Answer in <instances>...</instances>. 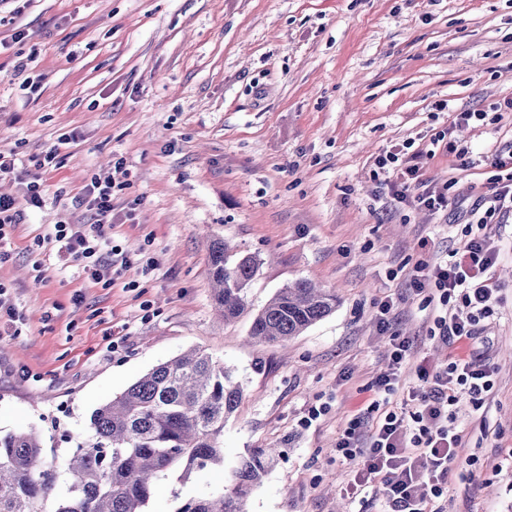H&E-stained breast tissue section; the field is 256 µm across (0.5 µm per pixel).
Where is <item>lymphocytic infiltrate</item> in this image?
<instances>
[{
  "label": "lymphocytic infiltrate",
  "instance_id": "f902f5d3",
  "mask_svg": "<svg viewBox=\"0 0 512 512\" xmlns=\"http://www.w3.org/2000/svg\"><path fill=\"white\" fill-rule=\"evenodd\" d=\"M492 165L499 174L492 180L490 193L474 207L476 230L465 252L450 262L419 264L412 276L414 290L429 289L438 293L443 304H457V312L436 322L438 336L446 342L471 340L479 321L492 314L490 303L497 284L491 270L498 254L486 228L512 213V171H507L501 157L493 159ZM403 177L394 196L433 213L447 210L451 201L448 185L424 179L416 164L408 166ZM115 186L113 177L92 175L82 203L92 212L93 222L58 224L51 234L59 256L80 266L88 283L104 288L114 286L115 267L129 262L112 234ZM415 373L420 386L410 396V410L381 411L379 396L395 390L393 375L384 374L375 383L377 398L370 405L381 413L376 425L365 427L363 417H355L336 441L338 455L355 467L352 496L367 493L372 483L381 482L390 512H433L436 500L447 490L448 472L462 446V430L452 411L454 388L467 387L477 396L493 386L489 371L463 355L436 371L417 363Z\"/></svg>",
  "mask_w": 512,
  "mask_h": 512
}]
</instances>
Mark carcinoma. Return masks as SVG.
Segmentation results:
<instances>
[{
    "instance_id": "1",
    "label": "carcinoma",
    "mask_w": 512,
    "mask_h": 512,
    "mask_svg": "<svg viewBox=\"0 0 512 512\" xmlns=\"http://www.w3.org/2000/svg\"><path fill=\"white\" fill-rule=\"evenodd\" d=\"M229 247L210 243L215 309L231 321L246 307V290L260 262L244 256L229 263ZM336 309V294L309 280L281 289L254 316L250 336L286 342ZM244 395L232 372L213 355L190 350L140 377L95 411L93 442L67 451L65 489L44 456L41 436L0 434V512H149L154 483L181 484L222 470V482L178 501L173 512H247V500L273 459V448H251L231 466L224 462V422Z\"/></svg>"
}]
</instances>
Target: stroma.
Returning <instances> with one entry per match:
<instances>
[{
    "instance_id": "35a3bbf8",
    "label": "stroma",
    "mask_w": 512,
    "mask_h": 512,
    "mask_svg": "<svg viewBox=\"0 0 512 512\" xmlns=\"http://www.w3.org/2000/svg\"><path fill=\"white\" fill-rule=\"evenodd\" d=\"M17 31L0 53V151L24 169L55 147L63 163L39 208L26 180L0 181L21 213L0 243L11 254L0 280L26 318L18 336L0 318V431L36 430L47 457L62 458L90 439L98 407L200 348L244 388L224 425L226 461L276 449L249 512H383L382 497L350 500L336 440L381 374H397V407L419 385L417 361L458 353L430 335L445 306L409 280L420 262L464 251L472 205L496 174L489 158L512 152V112L456 122L512 98V0H0V39ZM64 133L74 139L62 145ZM439 136L423 174L449 185L451 206L393 200L390 183ZM449 144L468 149L469 166ZM390 153L397 163L379 167ZM118 160L113 232L130 262L97 288L38 239L89 222L83 187ZM489 231L500 290L466 352L494 386L479 401L455 391L464 443L443 512H512V216ZM216 238L262 261L230 322L212 301ZM302 279L335 290V311L286 344L252 341L258 310ZM396 337L414 357L395 369Z\"/></svg>"
}]
</instances>
